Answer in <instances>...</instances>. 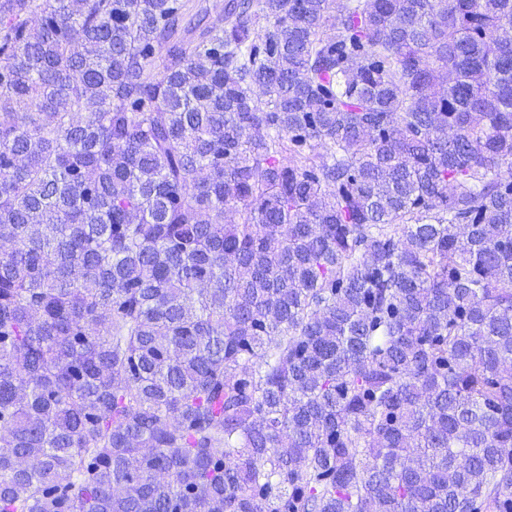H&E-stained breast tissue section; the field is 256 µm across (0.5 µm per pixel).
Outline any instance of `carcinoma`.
Masks as SVG:
<instances>
[{"mask_svg": "<svg viewBox=\"0 0 512 512\" xmlns=\"http://www.w3.org/2000/svg\"><path fill=\"white\" fill-rule=\"evenodd\" d=\"M0 0V512H512V0Z\"/></svg>", "mask_w": 512, "mask_h": 512, "instance_id": "1", "label": "carcinoma"}]
</instances>
